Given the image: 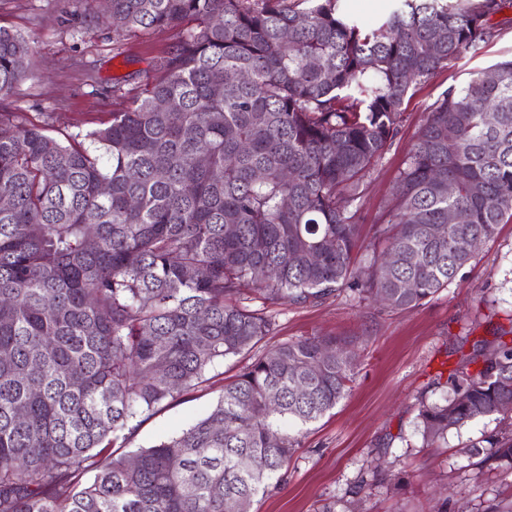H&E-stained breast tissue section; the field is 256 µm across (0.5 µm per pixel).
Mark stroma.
<instances>
[{"label": "stroma", "instance_id": "35a3bbf8", "mask_svg": "<svg viewBox=\"0 0 512 512\" xmlns=\"http://www.w3.org/2000/svg\"><path fill=\"white\" fill-rule=\"evenodd\" d=\"M0 25L28 34L37 74L0 96L1 112L26 113L52 129L86 131L125 109L143 88L153 61L173 44L171 30H147L115 41L90 18L84 0H0ZM512 57V25L478 50L462 54L402 105L401 130L375 167L360 201L359 262L389 203L400 171L430 107L451 87ZM121 94H113L115 79ZM276 329L267 346L301 336L351 337L357 368L349 394L311 425L288 466L285 483L257 495L251 512H512V475L465 454L467 445L512 431V413L450 430L427 447L417 429L419 399L448 393V373L463 351L512 330V222L448 288L425 305L392 310L340 289L322 302L272 306ZM248 361L218 363L202 387L145 417L127 444L146 448L180 432L216 404Z\"/></svg>", "mask_w": 512, "mask_h": 512}]
</instances>
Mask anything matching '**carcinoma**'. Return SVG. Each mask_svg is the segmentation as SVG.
I'll use <instances>...</instances> for the list:
<instances>
[{"mask_svg": "<svg viewBox=\"0 0 512 512\" xmlns=\"http://www.w3.org/2000/svg\"><path fill=\"white\" fill-rule=\"evenodd\" d=\"M86 2L116 41L178 35L153 65L164 78L92 129L59 136L0 113V512H250L346 397L356 357L338 336L254 352L276 322L247 301L354 288L415 309L512 221L511 59L432 105L377 224L385 248L354 264L363 187L405 98L494 37L512 0H394L370 30L342 0ZM33 57L0 27V95L35 75ZM507 335L473 345L449 395L419 400L427 444L512 411ZM251 351L205 417L108 452ZM485 443L512 474V434Z\"/></svg>", "mask_w": 512, "mask_h": 512, "instance_id": "cac0c4a2", "label": "carcinoma"}]
</instances>
